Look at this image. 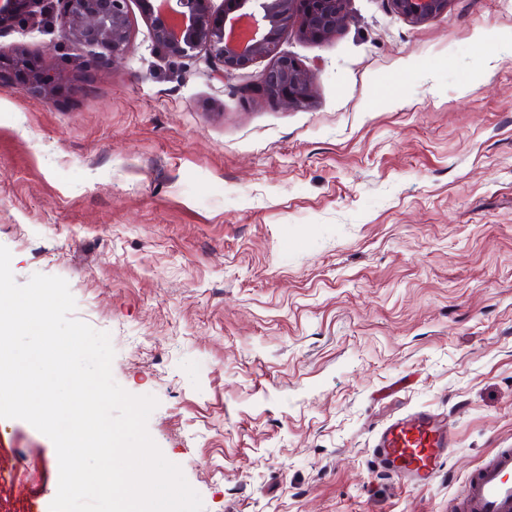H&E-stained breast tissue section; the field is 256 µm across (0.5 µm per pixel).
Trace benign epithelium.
<instances>
[{
	"label": "benign epithelium",
	"mask_w": 512,
	"mask_h": 512,
	"mask_svg": "<svg viewBox=\"0 0 512 512\" xmlns=\"http://www.w3.org/2000/svg\"><path fill=\"white\" fill-rule=\"evenodd\" d=\"M43 0H0V29ZM128 0H56L54 9L62 39L90 53L116 61L131 46ZM212 0H143L155 42L168 52L188 56L205 51L217 72L242 68L259 58L269 59L255 87L282 110L307 105L314 78L293 57L280 51L281 36L298 23L311 40L335 37L349 21V0H224L220 11ZM393 9L414 24L437 17L448 0H390ZM23 80L28 92L51 98L64 74L36 63L19 46L0 45V86Z\"/></svg>",
	"instance_id": "1"
}]
</instances>
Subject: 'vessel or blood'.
<instances>
[{"instance_id": "vessel-or-blood-1", "label": "vessel or blood", "mask_w": 512, "mask_h": 512, "mask_svg": "<svg viewBox=\"0 0 512 512\" xmlns=\"http://www.w3.org/2000/svg\"><path fill=\"white\" fill-rule=\"evenodd\" d=\"M445 421L415 410L385 424L377 434L379 467L400 484L432 482L453 448ZM460 512H512V448L497 451L478 469L459 502Z\"/></svg>"}]
</instances>
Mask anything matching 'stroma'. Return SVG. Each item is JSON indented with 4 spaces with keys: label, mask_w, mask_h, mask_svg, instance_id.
Listing matches in <instances>:
<instances>
[{
    "label": "stroma",
    "mask_w": 512,
    "mask_h": 512,
    "mask_svg": "<svg viewBox=\"0 0 512 512\" xmlns=\"http://www.w3.org/2000/svg\"><path fill=\"white\" fill-rule=\"evenodd\" d=\"M334 38L284 31L314 76L288 112L204 52L159 47L129 0L119 63L56 21L0 29L66 75L0 87V245L67 280L112 374L204 512H453L512 448V0L414 24L349 0ZM425 408L454 451L399 486L377 431ZM0 512L51 504L52 441L0 419Z\"/></svg>",
    "instance_id": "35a3bbf8"
}]
</instances>
